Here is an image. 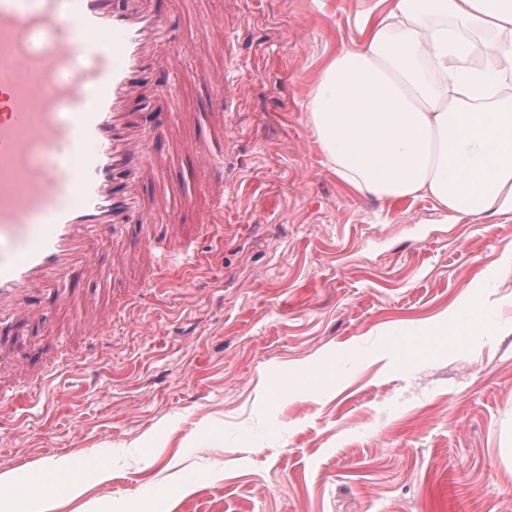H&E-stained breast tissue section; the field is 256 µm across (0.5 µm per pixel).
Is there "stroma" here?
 Listing matches in <instances>:
<instances>
[{
    "label": "stroma",
    "instance_id": "stroma-1",
    "mask_svg": "<svg viewBox=\"0 0 512 512\" xmlns=\"http://www.w3.org/2000/svg\"><path fill=\"white\" fill-rule=\"evenodd\" d=\"M178 19L187 74L172 109L180 142L143 187L155 221L180 210L189 255L106 328L82 336L100 304L140 285L142 236L94 247L86 280L44 321L0 344V388L31 367L51 376L0 413V471L50 458L111 464L83 497L43 512H512V220L453 224L430 201L390 205L323 164L306 120L325 58L359 41L376 0H161ZM223 14V25L211 24ZM231 64L239 93L208 84ZM224 115L236 179L223 221L181 146ZM494 303L495 333L441 336L397 360L387 346L470 296ZM315 369L316 389L279 397ZM223 431L221 443L201 437Z\"/></svg>",
    "mask_w": 512,
    "mask_h": 512
}]
</instances>
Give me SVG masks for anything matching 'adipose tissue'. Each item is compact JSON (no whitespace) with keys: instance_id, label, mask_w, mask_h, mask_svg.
I'll return each mask as SVG.
<instances>
[{"instance_id":"obj_1","label":"adipose tissue","mask_w":512,"mask_h":512,"mask_svg":"<svg viewBox=\"0 0 512 512\" xmlns=\"http://www.w3.org/2000/svg\"><path fill=\"white\" fill-rule=\"evenodd\" d=\"M313 81L307 121L325 164L387 203L419 197L455 220L512 218V0H391L367 16ZM491 302L449 309L420 336H454ZM110 465L64 455L19 477L0 472V505L83 494Z\"/></svg>"}]
</instances>
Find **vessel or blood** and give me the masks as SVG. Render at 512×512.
Returning <instances> with one entry per match:
<instances>
[{"instance_id": "vessel-or-blood-1", "label": "vessel or blood", "mask_w": 512, "mask_h": 512, "mask_svg": "<svg viewBox=\"0 0 512 512\" xmlns=\"http://www.w3.org/2000/svg\"><path fill=\"white\" fill-rule=\"evenodd\" d=\"M0 0V330L26 321L96 271L93 243L146 224L140 187L171 116L139 112L143 89L172 97L175 22L151 0ZM167 59L162 80L153 64ZM188 151L221 160L224 115ZM150 276L169 244L148 237Z\"/></svg>"}]
</instances>
